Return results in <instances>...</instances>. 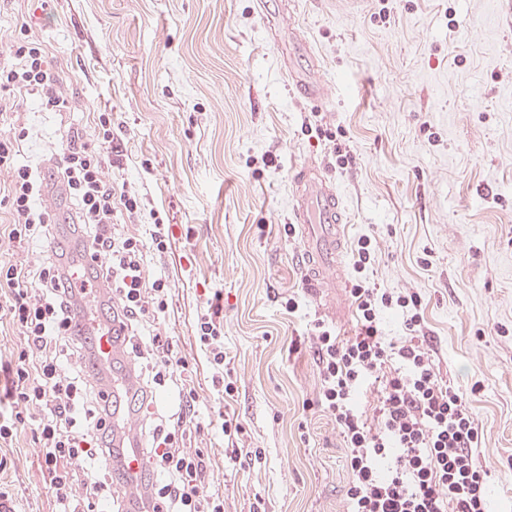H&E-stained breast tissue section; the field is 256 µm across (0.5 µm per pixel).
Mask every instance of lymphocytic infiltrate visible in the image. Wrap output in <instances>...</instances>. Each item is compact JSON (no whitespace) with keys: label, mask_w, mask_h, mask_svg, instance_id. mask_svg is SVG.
<instances>
[{"label":"lymphocytic infiltrate","mask_w":512,"mask_h":512,"mask_svg":"<svg viewBox=\"0 0 512 512\" xmlns=\"http://www.w3.org/2000/svg\"><path fill=\"white\" fill-rule=\"evenodd\" d=\"M11 52L13 63L0 66V174L7 176L0 183L7 210L0 237L10 246L0 256V321L17 330L20 345L0 362L9 376L0 400V447L30 428L55 512H122L112 497L114 411L100 383L84 373L91 352L79 330L89 295L104 287L109 319L138 365V398L159 389L178 394L173 413L144 424L142 457L153 479L142 512H224L223 493L210 487L208 452L188 444L196 390L169 338L156 330L169 307L168 281L147 276L145 257L171 250L173 227L154 211L144 233L118 224V215H140L142 201L104 175L106 151L119 149L111 113H98L93 132L68 128L43 163L24 159L29 129L13 110L15 96L31 97L42 112H68L73 103L27 27L19 28ZM57 189L75 237L70 251L52 245L57 224L46 199ZM372 252L371 239L359 238L358 278L348 290L354 332L342 337L318 320L310 337L319 401L346 448L348 512H488L482 430L468 396L436 368L419 294L389 292L366 277ZM222 298L214 291L195 325L220 398L234 393L224 377ZM385 310L402 314L403 340L384 336Z\"/></svg>","instance_id":"1"}]
</instances>
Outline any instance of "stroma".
Returning <instances> with one entry per match:
<instances>
[{
  "label": "stroma",
  "mask_w": 512,
  "mask_h": 512,
  "mask_svg": "<svg viewBox=\"0 0 512 512\" xmlns=\"http://www.w3.org/2000/svg\"><path fill=\"white\" fill-rule=\"evenodd\" d=\"M293 2L281 26L316 55L293 63L326 88L317 122L342 131L344 166L332 165V142L304 131L313 107L289 88L255 0H5L0 55L28 24L75 98L60 116L20 100L23 156L48 157L63 124L89 132L111 112L123 154L106 177L125 178L175 227L147 271L169 278L160 330L188 364L198 419L228 413L237 444L265 452L233 462L221 440L205 441L225 512L257 500L264 512H347L346 450L318 405L307 336L319 318L350 334L355 308L347 296L324 307L298 238L282 231L294 170L329 166L346 250L369 236L378 287L419 293L440 373L469 392L483 427L489 512H512V0ZM210 288L224 292V367L237 386L223 402L194 338ZM0 456L17 512H54L29 436Z\"/></svg>",
  "instance_id": "obj_1"
}]
</instances>
